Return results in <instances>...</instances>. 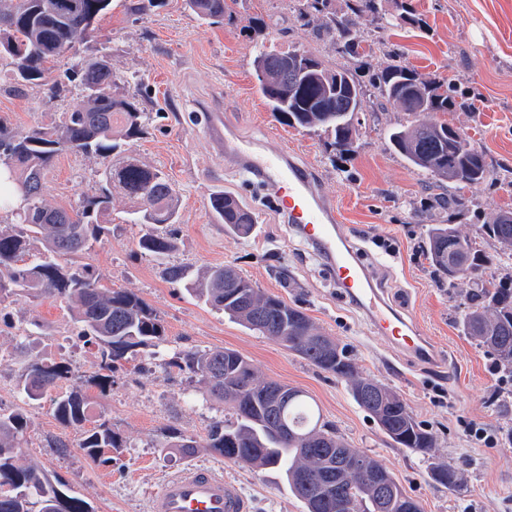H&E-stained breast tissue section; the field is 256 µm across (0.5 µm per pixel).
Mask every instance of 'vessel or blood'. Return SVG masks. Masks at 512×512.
Listing matches in <instances>:
<instances>
[{
  "label": "vessel or blood",
  "mask_w": 512,
  "mask_h": 512,
  "mask_svg": "<svg viewBox=\"0 0 512 512\" xmlns=\"http://www.w3.org/2000/svg\"><path fill=\"white\" fill-rule=\"evenodd\" d=\"M214 142L241 164L246 172L263 181L274 192H287L288 219L316 243L328 259L357 305L366 313L390 346L401 354H422L427 340L421 331L406 322L387 303L381 288L354 260L339 230V218L333 206L323 202L314 181L299 173L277 150L256 151L243 140L224 137V126L210 124ZM148 512H250L247 499L237 485L207 465H197L166 479L147 504Z\"/></svg>",
  "instance_id": "obj_1"
}]
</instances>
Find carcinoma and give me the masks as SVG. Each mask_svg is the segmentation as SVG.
<instances>
[{
	"label": "carcinoma",
	"instance_id": "carcinoma-1",
	"mask_svg": "<svg viewBox=\"0 0 512 512\" xmlns=\"http://www.w3.org/2000/svg\"><path fill=\"white\" fill-rule=\"evenodd\" d=\"M349 9L382 14V0H348ZM112 0H0V72L7 73L12 88L21 89L47 79L53 63L67 50L92 37L96 22L110 10ZM196 18L222 24L232 18L238 0H186ZM330 0H298L297 19L318 21V36L336 52L356 57L361 38L348 20L329 11ZM310 63L304 74L305 91L291 89L293 64ZM253 66L259 92L270 112L296 128L321 130L331 138L332 150L351 152L358 137L353 118L361 110L363 86L346 69L301 49L287 51L257 47ZM64 77L87 88L83 105L69 113L60 126L18 129L0 117V206L12 209L16 223L0 225V304L22 291L34 299L68 303L78 336L98 353L96 386H112V371L130 351L155 346L166 329L156 310L138 295L109 288L88 265L78 261L104 235L112 232L106 217L112 209V191L131 203L128 223L145 232L137 246L159 261L176 249L174 224L178 223L180 196L160 169L132 154L130 142L145 132L146 113L135 95L120 87L112 74L109 56L79 60ZM371 87L388 104L407 116V122L389 131L390 148L399 154L430 187L445 183L480 185L493 176L484 151L458 128L421 120L427 112H448L468 106V93L445 80H422L400 59L379 66ZM78 152L102 162L100 188L94 195L67 207H54L44 199L47 173L62 151ZM30 192L28 207L19 208L18 188ZM434 211H455L464 206L458 194L429 198ZM210 206L229 230L246 234L254 224L251 213L235 198L215 194ZM482 234L512 250V214H499L481 225ZM423 248L437 275L439 287L455 292L465 284V306L459 323L465 335L475 338L493 356V369L512 379V289L486 280L482 271L491 258L476 249L452 224L427 225ZM186 291L245 328L283 342L317 369L345 383L356 403L376 418V407L363 396L370 381L362 378L348 349L323 336L299 308L268 294L229 265L206 269ZM171 363L198 378L206 393L221 402L227 417L217 419L206 439L198 443L180 434L163 444L184 454L198 448L257 470L275 469L306 512H333L323 499L320 483L326 456L336 458V475L342 481L344 501L339 512H377L372 485L343 463L353 449L316 416L304 391L284 386L292 399L277 406L268 399L272 382L261 379L240 353L224 350H183ZM61 382L72 389L53 391ZM23 392L31 400L48 398L55 418L80 432L79 448L91 460L112 462V450L122 447L118 433L103 420H91V402L73 381L65 360L27 363ZM379 430L396 447L428 455L435 448L433 434L422 427L392 390ZM284 421L295 435L274 433ZM22 412L0 413V512H94L84 499L70 493L59 477L37 466H20L16 458L29 428ZM377 470L397 487L398 496L387 512H422L419 502L406 496L394 477L373 461Z\"/></svg>",
	"mask_w": 512,
	"mask_h": 512
}]
</instances>
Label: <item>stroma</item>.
I'll use <instances>...</instances> for the list:
<instances>
[{"label": "stroma", "mask_w": 512, "mask_h": 512, "mask_svg": "<svg viewBox=\"0 0 512 512\" xmlns=\"http://www.w3.org/2000/svg\"><path fill=\"white\" fill-rule=\"evenodd\" d=\"M140 0H112L89 41L64 54L56 71L78 59L108 49L113 74L127 80L150 116L145 133L133 148L144 162L162 169L181 200L175 226L177 247L168 263L188 274L233 264L260 288L297 305L326 333L347 345L360 372L385 384L403 398L417 422L435 437L431 454L398 448L355 402L345 383L321 372L280 341L256 334L191 298L183 285L168 282L163 266L137 249L140 225L127 223L129 202L112 197L110 235L83 258L105 285L136 293L163 318L166 336L155 349L148 376L138 374L140 356L123 360L112 386L94 384L98 358L94 347L76 336L66 303L34 301L27 293L6 304L9 327L0 329V408L25 410L32 425L19 455L23 465H38L62 478L74 495L95 512H146L148 497L165 479L191 465L207 464L223 471L252 504L253 512H305L281 475L227 461L200 448L190 456L161 454L159 445L180 433L200 441L213 421L223 417L222 404L210 399L201 383L169 367L175 351L232 349L246 357L261 378L299 388L318 406L323 421L353 447L376 458L424 512H512V381L493 375L490 356L465 336L457 319L463 293L437 287L422 249L426 226L439 213L421 221L415 203L429 197L426 179L389 149L388 130L406 118L392 106L379 105L367 93L354 116L359 132L354 152L330 159L323 131L293 128L269 112L257 91L253 67L256 45L301 48L329 63L368 78L388 55H398L423 78L446 80L470 93L468 108L436 112L432 118L463 130L487 155L496 177L461 188L463 211L448 222L476 248L493 255L486 277L512 272V257L500 253L479 227L501 211L512 212V185L500 174L512 170V0H383L385 23L371 13L353 14L346 0H334L338 16L347 18L363 39L356 58L335 53L317 38L313 27L296 19L293 0H241L230 21L210 26L197 20L186 0H160L139 10ZM417 24L400 20L401 11ZM77 87L54 93L48 85H31L23 93L0 90V116L21 128L62 124L80 108ZM222 107L224 132L258 149L275 144L302 170L314 174L320 196L332 202L341 231L373 272L384 297L400 314L415 321L433 350L417 360L399 354L376 334L365 313L351 303L326 269L320 251L286 224L275 200L238 163L225 156L209 135L204 112ZM98 159L61 152L46 178L48 204L75 203L99 187ZM238 198L254 214L248 235H238L213 215L214 192ZM45 333L29 339L31 321ZM34 343L41 357L71 363L91 402L93 419L109 421L123 440L112 465L83 456L78 431L61 426L50 400L26 403L19 382L26 360L19 349ZM487 430L494 444L472 442L466 425ZM65 441L67 454L54 448ZM458 470L457 490L429 477L433 464Z\"/></svg>", "instance_id": "35a3bbf8"}]
</instances>
